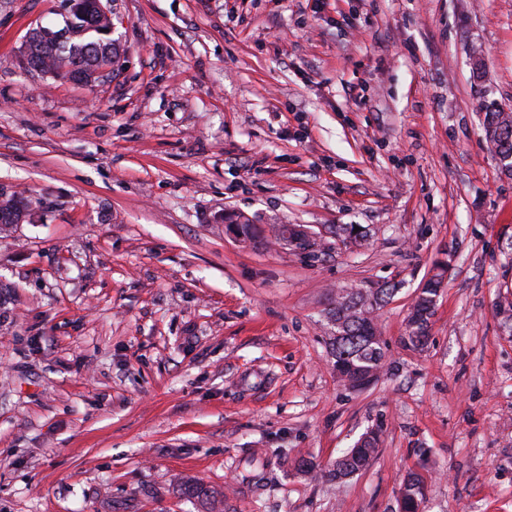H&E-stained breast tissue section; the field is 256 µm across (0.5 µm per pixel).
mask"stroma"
Instances as JSON below:
<instances>
[{"instance_id":"1","label":"stroma","mask_w":512,"mask_h":512,"mask_svg":"<svg viewBox=\"0 0 512 512\" xmlns=\"http://www.w3.org/2000/svg\"><path fill=\"white\" fill-rule=\"evenodd\" d=\"M102 3L118 54L84 86L20 61L65 0H0V191L33 207L0 230V512H398L413 471L426 512H512V176L482 128L512 0ZM377 283L385 365L350 389L328 310ZM370 428L343 485L298 470ZM441 287L442 278L440 274H436L430 277L420 288L407 317V336L403 337L406 346L419 348L424 345Z\"/></svg>"}]
</instances>
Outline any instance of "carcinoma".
Listing matches in <instances>:
<instances>
[{
  "instance_id": "1",
  "label": "carcinoma",
  "mask_w": 512,
  "mask_h": 512,
  "mask_svg": "<svg viewBox=\"0 0 512 512\" xmlns=\"http://www.w3.org/2000/svg\"><path fill=\"white\" fill-rule=\"evenodd\" d=\"M69 28L75 37L63 50L42 51L39 62L43 67L67 68L69 72L89 75L116 53L112 36L102 32L106 25L96 8V0H83L81 12L71 16ZM485 118L501 130L500 138L493 143L496 154L512 156V112H505L491 102L484 107ZM442 287V278L436 274L420 288L415 303L407 317V336L404 344L419 348L424 345L430 319ZM391 288H346L336 293L329 309L330 319L341 323L336 328L337 336L331 343L336 359L339 378L349 387H356L359 374H377L384 367L386 353L375 322V311L390 299ZM377 432L371 430L350 449L336 458L329 468H321L309 461L301 460L298 468L307 474L319 471L329 480L340 485L349 477L363 471L376 451ZM424 484L421 477L411 474L400 488L399 498L405 502L423 500Z\"/></svg>"
}]
</instances>
